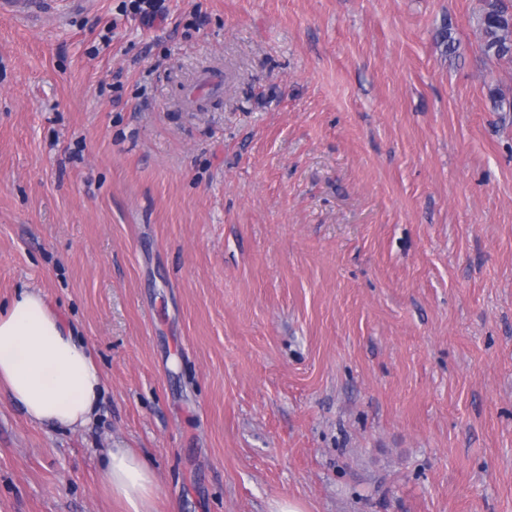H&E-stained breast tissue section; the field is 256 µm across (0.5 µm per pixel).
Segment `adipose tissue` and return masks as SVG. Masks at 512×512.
Instances as JSON below:
<instances>
[{"label":"adipose tissue","mask_w":512,"mask_h":512,"mask_svg":"<svg viewBox=\"0 0 512 512\" xmlns=\"http://www.w3.org/2000/svg\"><path fill=\"white\" fill-rule=\"evenodd\" d=\"M34 423L78 428L97 417L103 374L90 347L36 290L0 308V388ZM104 490L124 512H154L156 476L134 450L110 448Z\"/></svg>","instance_id":"obj_1"}]
</instances>
